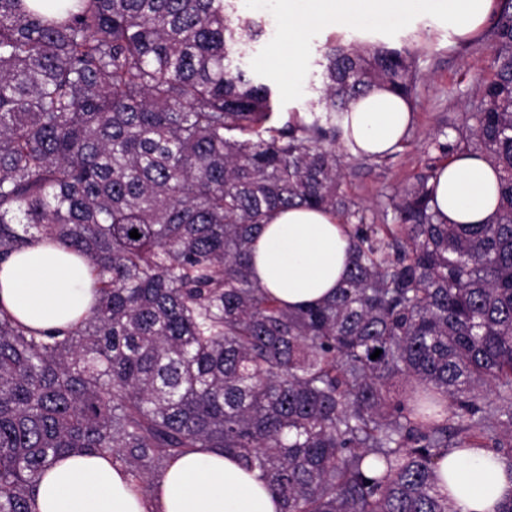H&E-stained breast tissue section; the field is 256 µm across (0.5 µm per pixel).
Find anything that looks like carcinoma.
I'll return each mask as SVG.
<instances>
[{"label": "carcinoma", "mask_w": 512, "mask_h": 512, "mask_svg": "<svg viewBox=\"0 0 512 512\" xmlns=\"http://www.w3.org/2000/svg\"><path fill=\"white\" fill-rule=\"evenodd\" d=\"M266 36L236 0H0V262L60 241L97 296L57 334L0 309V512H34L75 451L151 493L171 457L222 448L282 512H458L450 451L512 469V0L486 33L493 76L433 140L498 172L487 224L443 220L440 162L390 198L391 224L340 191L336 119L375 87L413 103L409 46L327 38L321 85L282 122L241 62ZM294 206L338 214L353 260L331 300L288 310L249 256Z\"/></svg>", "instance_id": "obj_1"}]
</instances>
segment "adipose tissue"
I'll list each match as a JSON object with an SVG mask.
<instances>
[{
    "mask_svg": "<svg viewBox=\"0 0 512 512\" xmlns=\"http://www.w3.org/2000/svg\"><path fill=\"white\" fill-rule=\"evenodd\" d=\"M500 0H247L274 8L283 18L271 64L281 68L289 91L300 88L301 38L324 20L364 27L388 16L442 14L452 33L465 37L482 26ZM413 121L407 102L375 90L351 103L340 119L348 154L372 156L400 142ZM499 177L485 160L458 155L443 165L434 200L451 224H483L498 208ZM347 227L325 210L304 206L277 211L254 238V280L283 306L297 309L331 298L351 266ZM93 279L83 260L60 243L35 240L0 262V307L24 326L70 329L94 302ZM444 491L461 512H496L512 496V474L483 448L455 450L439 463ZM35 512H280L281 502L259 471H246L218 448H191L170 459L151 494L132 482L111 457L76 453L60 457L34 491Z\"/></svg>",
    "mask_w": 512,
    "mask_h": 512,
    "instance_id": "1",
    "label": "adipose tissue"
}]
</instances>
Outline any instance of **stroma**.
Wrapping results in <instances>:
<instances>
[{
  "instance_id": "obj_1",
  "label": "stroma",
  "mask_w": 512,
  "mask_h": 512,
  "mask_svg": "<svg viewBox=\"0 0 512 512\" xmlns=\"http://www.w3.org/2000/svg\"><path fill=\"white\" fill-rule=\"evenodd\" d=\"M354 34L364 39H381L399 46L411 42L419 53L416 66L423 77L414 102L416 120L405 139L398 157L388 161L344 156L347 177L343 189L375 223H383V208L388 196L413 183L429 162V144L438 131L448 125L463 124L467 112L477 98L479 85L492 74V50L484 32L459 40L437 13L423 16L394 18L380 27H354ZM273 39L264 38L245 59L249 71L266 77L279 88L282 117L292 109L303 108L309 97L307 88L288 94L282 72L262 66L261 61L272 55Z\"/></svg>"
}]
</instances>
